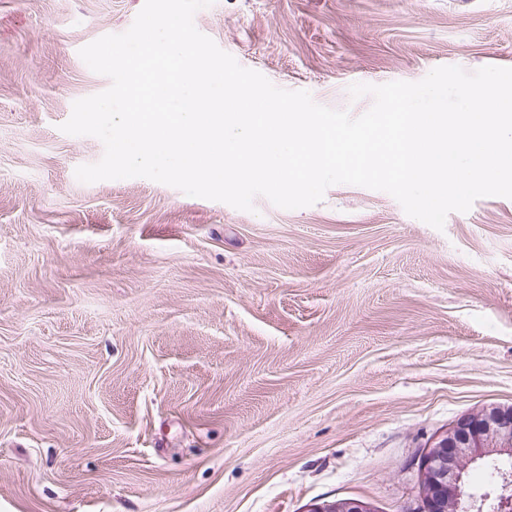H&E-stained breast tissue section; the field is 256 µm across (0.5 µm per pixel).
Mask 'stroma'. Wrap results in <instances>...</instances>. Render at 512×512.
I'll list each match as a JSON object with an SVG mask.
<instances>
[{
  "mask_svg": "<svg viewBox=\"0 0 512 512\" xmlns=\"http://www.w3.org/2000/svg\"><path fill=\"white\" fill-rule=\"evenodd\" d=\"M144 0H0V512H422L461 414L512 405V198L444 230L338 184L254 211L86 184L79 51ZM196 28L357 117L354 83L512 67V0H213ZM307 512H371V509L360 500L343 499L314 503Z\"/></svg>",
  "mask_w": 512,
  "mask_h": 512,
  "instance_id": "1",
  "label": "stroma"
}]
</instances>
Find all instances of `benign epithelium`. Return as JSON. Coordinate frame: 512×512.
I'll list each match as a JSON object with an SVG mask.
<instances>
[{"label": "benign epithelium", "instance_id": "benign-epithelium-1", "mask_svg": "<svg viewBox=\"0 0 512 512\" xmlns=\"http://www.w3.org/2000/svg\"><path fill=\"white\" fill-rule=\"evenodd\" d=\"M498 455L512 457V406L467 413L430 446L421 463L427 512H512V472H501L495 491L468 490L466 475ZM306 512H371L357 499L317 502Z\"/></svg>", "mask_w": 512, "mask_h": 512}]
</instances>
